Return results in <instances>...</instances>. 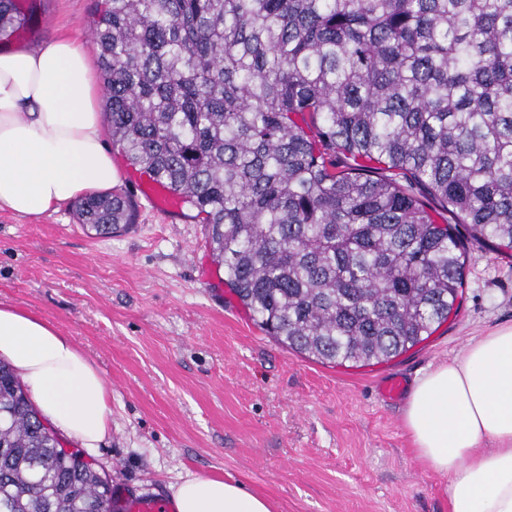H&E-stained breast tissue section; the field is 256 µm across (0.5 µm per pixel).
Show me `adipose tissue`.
Returning a JSON list of instances; mask_svg holds the SVG:
<instances>
[{
	"label": "adipose tissue",
	"mask_w": 512,
	"mask_h": 512,
	"mask_svg": "<svg viewBox=\"0 0 512 512\" xmlns=\"http://www.w3.org/2000/svg\"><path fill=\"white\" fill-rule=\"evenodd\" d=\"M99 96L79 38L0 51V209L55 212L89 190L117 187ZM0 359L62 435L84 448L107 436L103 379L55 327L0 304ZM404 425L416 460L447 477L448 512H512V325L417 379ZM172 499L177 512H271L244 484L214 477L173 486Z\"/></svg>",
	"instance_id": "ef3b65f1"
}]
</instances>
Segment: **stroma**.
Returning <instances> with one entry per match:
<instances>
[{
	"instance_id": "1",
	"label": "stroma",
	"mask_w": 512,
	"mask_h": 512,
	"mask_svg": "<svg viewBox=\"0 0 512 512\" xmlns=\"http://www.w3.org/2000/svg\"><path fill=\"white\" fill-rule=\"evenodd\" d=\"M25 32L0 49L90 36L103 0H21ZM131 230L99 237L74 204L0 210V302L51 324L99 370L112 424L85 454L112 485L170 494L195 476L243 483L273 512H448L447 478L421 467L404 403L383 377L415 381L512 324V250L470 241L456 313L400 356L366 366L304 358L267 336L224 284L195 211L164 215L121 152ZM406 380L401 376L390 377L377 387L378 397L385 402H397L406 392Z\"/></svg>"
}]
</instances>
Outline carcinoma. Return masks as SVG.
Returning a JSON list of instances; mask_svg holds the SVG:
<instances>
[{
    "instance_id": "carcinoma-1",
    "label": "carcinoma",
    "mask_w": 512,
    "mask_h": 512,
    "mask_svg": "<svg viewBox=\"0 0 512 512\" xmlns=\"http://www.w3.org/2000/svg\"><path fill=\"white\" fill-rule=\"evenodd\" d=\"M0 0V35L26 28ZM91 39L129 163L208 226L260 328L323 364L448 319L463 241L512 247V0H107ZM106 237L117 193L78 200ZM0 361V512H112Z\"/></svg>"
}]
</instances>
